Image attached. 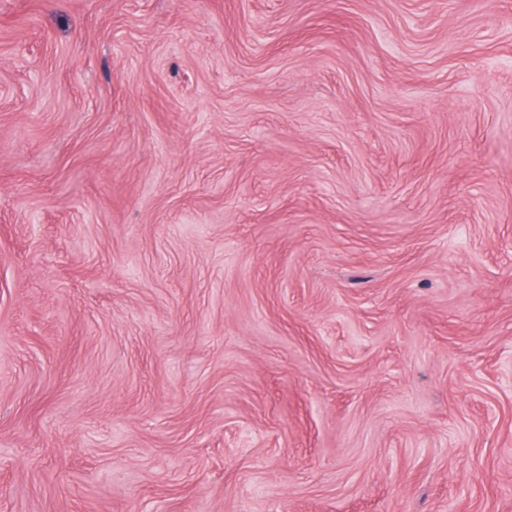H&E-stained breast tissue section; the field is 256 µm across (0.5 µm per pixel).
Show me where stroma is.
Listing matches in <instances>:
<instances>
[{
  "mask_svg": "<svg viewBox=\"0 0 512 512\" xmlns=\"http://www.w3.org/2000/svg\"><path fill=\"white\" fill-rule=\"evenodd\" d=\"M512 512V0H0V512Z\"/></svg>",
  "mask_w": 512,
  "mask_h": 512,
  "instance_id": "obj_1",
  "label": "stroma"
}]
</instances>
